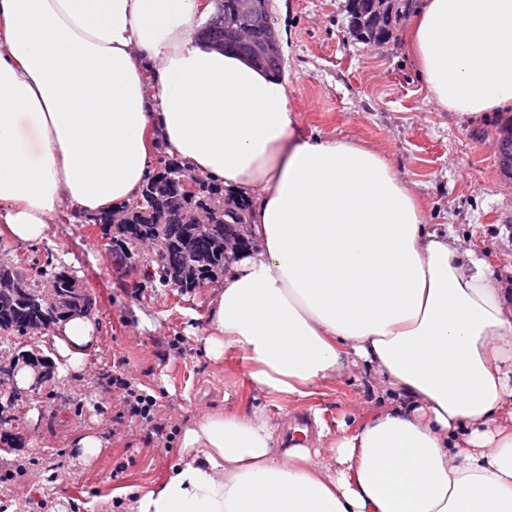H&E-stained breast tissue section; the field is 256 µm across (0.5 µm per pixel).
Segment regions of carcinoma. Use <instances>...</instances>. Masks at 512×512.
<instances>
[{"label": "carcinoma", "instance_id": "cac0c4a2", "mask_svg": "<svg viewBox=\"0 0 512 512\" xmlns=\"http://www.w3.org/2000/svg\"><path fill=\"white\" fill-rule=\"evenodd\" d=\"M359 12H349V28L363 42H388L399 21L410 9V0H357ZM250 0H216L214 22L201 27L204 39H222L230 51L243 55L247 49L226 38V33L247 22ZM160 168L143 184L137 199L119 212L121 223L113 225V214L98 213L81 217V223L100 227L105 247L116 254L117 272L134 270V259L141 248L153 246L150 259L153 276L164 286L191 290L203 280L224 274L228 241L224 225L245 224L249 203L231 199L224 186L195 177L177 162L162 159ZM16 284V293L0 294V333L25 336L30 328L48 331L62 320L54 302L41 296L40 282L46 278L75 306L84 303L83 313L92 307L90 294L65 267L50 261L25 268L0 264V279Z\"/></svg>", "mask_w": 512, "mask_h": 512}]
</instances>
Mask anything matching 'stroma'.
<instances>
[{"instance_id":"obj_1","label":"stroma","mask_w":512,"mask_h":512,"mask_svg":"<svg viewBox=\"0 0 512 512\" xmlns=\"http://www.w3.org/2000/svg\"><path fill=\"white\" fill-rule=\"evenodd\" d=\"M289 109L306 137L345 138L378 150L424 203L436 228L452 227L463 247L481 254L492 279L512 289V178L493 145L500 112L474 118L445 112L424 88L400 21L392 39L368 45L348 27V0H273ZM28 263L52 258L73 271L93 302L100 350L87 369L52 390L29 393L23 405L59 408L35 425L0 431V512H129V489L159 480L180 459L178 450L148 447L137 426L113 433L117 408L112 359L128 360L177 427L216 410H263L280 431L292 406H277L251 387L239 356L215 361L204 351L214 282L185 292L163 288L144 270L119 276L102 247L99 227L50 222L46 238L26 244L0 236V258ZM184 353L160 357L175 337ZM380 405L378 388L354 368L302 403L330 436L359 426ZM84 428L106 444L88 464L70 448L68 434ZM125 468L119 478L111 472Z\"/></svg>"}]
</instances>
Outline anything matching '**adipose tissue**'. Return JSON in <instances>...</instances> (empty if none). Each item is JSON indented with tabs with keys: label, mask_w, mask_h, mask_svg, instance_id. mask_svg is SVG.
<instances>
[{
	"label": "adipose tissue",
	"mask_w": 512,
	"mask_h": 512,
	"mask_svg": "<svg viewBox=\"0 0 512 512\" xmlns=\"http://www.w3.org/2000/svg\"><path fill=\"white\" fill-rule=\"evenodd\" d=\"M195 0H0V233L130 204L151 140L250 203L259 250L213 294L206 354L299 403L348 367L382 406L328 450L276 447L264 415L185 426L131 512H512V290L375 150L297 134L284 81L195 39ZM429 96L512 107V0H423L408 33ZM100 348L61 321L60 379Z\"/></svg>",
	"instance_id": "1"
}]
</instances>
